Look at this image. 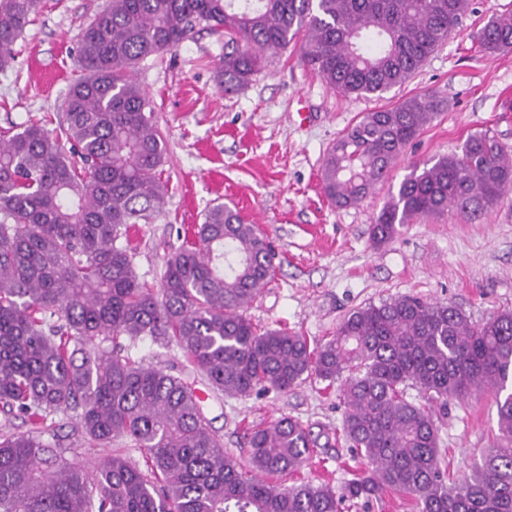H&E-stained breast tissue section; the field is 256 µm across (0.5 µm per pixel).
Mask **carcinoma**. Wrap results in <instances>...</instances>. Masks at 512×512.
Returning <instances> with one entry per match:
<instances>
[{"label":"carcinoma","instance_id":"carcinoma-1","mask_svg":"<svg viewBox=\"0 0 512 512\" xmlns=\"http://www.w3.org/2000/svg\"><path fill=\"white\" fill-rule=\"evenodd\" d=\"M41 0H0V71ZM473 0H107L81 32L84 75L63 122L32 118L0 133V413L27 432L0 433V512H344L392 493L416 512H512V311L473 323L458 307L400 296L348 314L310 346L287 327L259 329L246 311L273 255L240 213L215 204L171 255L161 287L142 282L128 232L162 210L167 143L146 90L144 59L175 51L198 27L224 36L216 78L246 86L267 53L304 42L303 61L328 86L376 97L410 80ZM492 55L512 50V14L478 34ZM447 103L431 91L365 112L322 162L327 199L356 205ZM512 185V158L489 131L461 154L414 166L371 227L375 245L448 209L478 221ZM175 344L210 389L246 397L315 377L341 382L339 438L364 470L330 483L272 481L299 471L317 440L282 418L247 432L249 466L208 427L195 383L133 358L119 341ZM415 389L420 400L408 395ZM489 392L493 448L456 479L440 450L436 412ZM76 413L97 447L128 440L94 467L68 461L43 434Z\"/></svg>","mask_w":512,"mask_h":512}]
</instances>
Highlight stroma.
<instances>
[{
  "label": "stroma",
  "mask_w": 512,
  "mask_h": 512,
  "mask_svg": "<svg viewBox=\"0 0 512 512\" xmlns=\"http://www.w3.org/2000/svg\"><path fill=\"white\" fill-rule=\"evenodd\" d=\"M106 0H43L15 45L11 69L0 72V129L32 115L64 117L70 85L82 75L79 33ZM512 13V0H474L423 67L384 97L345 95L330 88L288 46L268 55L264 69L234 93L215 79L224 39L196 30L173 52L145 59L136 79L150 94L167 139L163 209L130 232L141 281L156 288L167 259L214 204L236 208L272 243L269 281L247 311L262 328L288 326L322 343L353 310L402 295H418L462 309L472 321L512 311V189L478 223L456 212L404 225L377 246L370 230L412 164L461 153L470 134L491 131L512 155V52L488 56L474 36L491 18ZM432 89L448 108L428 125L360 203L338 207L326 198L323 157L360 113ZM344 412L339 384L309 379L285 391L242 398L209 396L205 416L224 438V449L247 463L248 426L292 417L318 442L302 475L331 478L342 490L356 464L338 440ZM65 456L95 464L111 456L89 446L74 417H58ZM448 465L463 474L480 462L497 435L492 398L452 399L437 419Z\"/></svg>",
  "instance_id": "35a3bbf8"
}]
</instances>
